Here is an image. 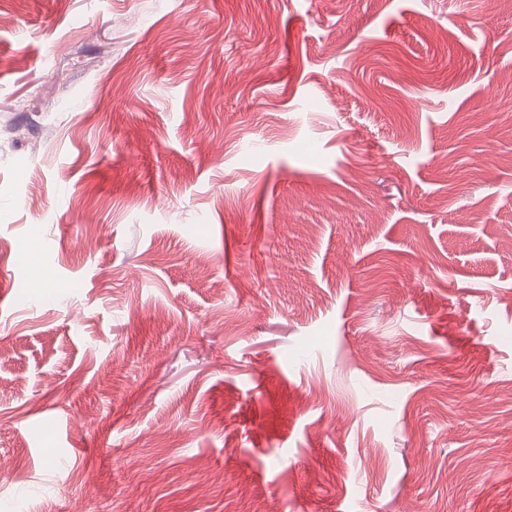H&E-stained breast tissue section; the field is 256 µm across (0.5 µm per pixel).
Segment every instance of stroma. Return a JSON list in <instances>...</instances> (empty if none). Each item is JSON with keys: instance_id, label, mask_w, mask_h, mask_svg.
<instances>
[{"instance_id": "obj_1", "label": "stroma", "mask_w": 512, "mask_h": 512, "mask_svg": "<svg viewBox=\"0 0 512 512\" xmlns=\"http://www.w3.org/2000/svg\"><path fill=\"white\" fill-rule=\"evenodd\" d=\"M2 281L0 512H512V0H0Z\"/></svg>"}]
</instances>
